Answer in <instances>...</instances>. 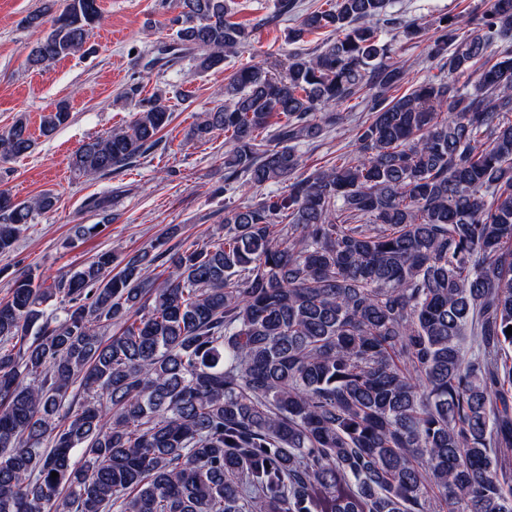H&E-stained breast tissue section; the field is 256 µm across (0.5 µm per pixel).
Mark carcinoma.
<instances>
[{
	"instance_id": "carcinoma-1",
	"label": "carcinoma",
	"mask_w": 512,
	"mask_h": 512,
	"mask_svg": "<svg viewBox=\"0 0 512 512\" xmlns=\"http://www.w3.org/2000/svg\"><path fill=\"white\" fill-rule=\"evenodd\" d=\"M231 4L174 0L200 72L250 42ZM388 5L325 0L288 41L333 37L224 80L187 133L224 132V193L259 191L224 202V234L175 246L172 227L118 269L108 250L0 299V512H512V45L489 54L512 0L432 22ZM100 16L66 0L31 65L79 52ZM388 33L426 38L447 75L389 97L409 72ZM356 95L354 150L304 173L298 145ZM126 97L131 121L72 154L80 174L159 143L169 98ZM70 119L55 103L43 134ZM32 144L19 116L0 160ZM57 202L0 190V253Z\"/></svg>"
}]
</instances>
